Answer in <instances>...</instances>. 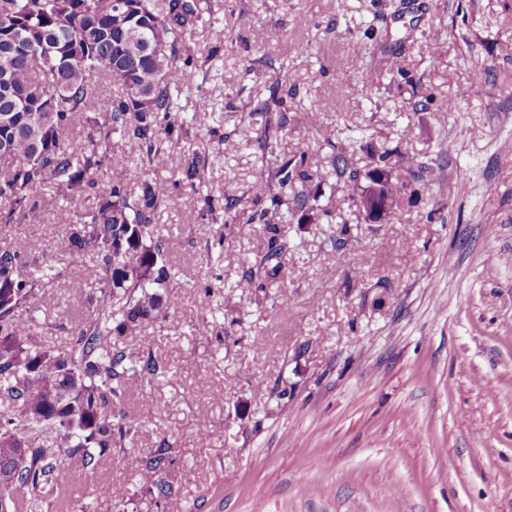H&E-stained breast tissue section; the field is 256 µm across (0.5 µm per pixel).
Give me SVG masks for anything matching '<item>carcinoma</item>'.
I'll list each match as a JSON object with an SVG mask.
<instances>
[{"label": "carcinoma", "mask_w": 512, "mask_h": 512, "mask_svg": "<svg viewBox=\"0 0 512 512\" xmlns=\"http://www.w3.org/2000/svg\"><path fill=\"white\" fill-rule=\"evenodd\" d=\"M116 0H0V224H38L52 200L92 202L83 220L57 209L71 226L73 254L101 259L96 273L99 297L73 345H38L30 317L22 312L47 304L50 294L30 268L39 262L33 248H0V380L14 402L0 414V501L11 512H86L55 476L76 459L85 467L112 452L127 431L112 421L114 398L132 383L163 374L150 357L117 350L125 336L155 318L163 299L173 298L171 269L154 237L153 217L169 186L140 168L125 167L130 140L147 152L183 136L170 120L186 70L176 49L184 31L210 12L209 0H132L121 13ZM109 79L123 95L99 106L98 86ZM80 125L85 135H73ZM124 169V178L98 187L95 175ZM336 180L354 182L356 171L336 154ZM321 176L304 155L280 162L258 184L272 210L260 213L265 243L256 270L275 277L288 244L278 211L310 200L309 184ZM299 182L302 190L282 198ZM53 185L54 199L38 194ZM154 292L149 293L147 289ZM174 464L169 447L144 456L143 484L161 497L170 494L163 474Z\"/></svg>", "instance_id": "carcinoma-1"}]
</instances>
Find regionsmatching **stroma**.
Here are the masks:
<instances>
[{"label": "stroma", "instance_id": "1", "mask_svg": "<svg viewBox=\"0 0 512 512\" xmlns=\"http://www.w3.org/2000/svg\"><path fill=\"white\" fill-rule=\"evenodd\" d=\"M210 4L185 37L211 56L191 62L176 101L188 136L152 159L125 146L128 166L171 186L154 225L179 304L115 344L164 373L124 392L114 412L130 433L65 480L90 512H512V0ZM280 75L298 94L264 146ZM200 97L213 106L202 125ZM375 146L425 170L369 224L357 199ZM191 153L205 164L196 184L181 174ZM338 153L357 182L336 181ZM303 154L324 180L284 213L283 273L240 287L271 206L253 186ZM204 195L222 223L202 213ZM3 243L41 251L32 274L51 272L55 302L31 310L34 333L69 346L98 258L74 259L50 211L0 224ZM211 310L216 329L195 333ZM163 443L176 456L166 499L138 477ZM108 483L122 503L94 496Z\"/></svg>", "mask_w": 512, "mask_h": 512}]
</instances>
